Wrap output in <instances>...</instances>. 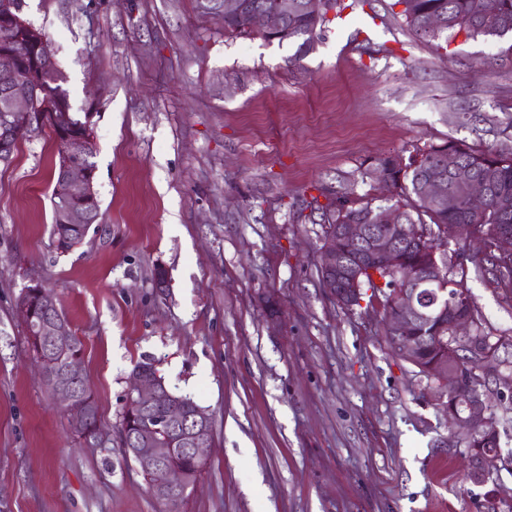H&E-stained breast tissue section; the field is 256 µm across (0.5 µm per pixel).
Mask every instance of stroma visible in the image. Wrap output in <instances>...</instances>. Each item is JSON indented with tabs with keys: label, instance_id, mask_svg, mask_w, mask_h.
Returning <instances> with one entry per match:
<instances>
[{
	"label": "stroma",
	"instance_id": "1",
	"mask_svg": "<svg viewBox=\"0 0 512 512\" xmlns=\"http://www.w3.org/2000/svg\"><path fill=\"white\" fill-rule=\"evenodd\" d=\"M391 2L345 10L299 60L295 41L225 34L197 0H22L91 115L102 221L56 250L49 130L0 163V512H166L120 441L140 362L212 416L179 512H479L437 391L392 353L377 304L341 309L317 271L310 202L342 185L386 198L369 159L512 147V40L460 36L442 57ZM456 248L448 265L512 361V293ZM37 283L83 342L99 445L28 356L15 308ZM496 411L492 481L512 504V392Z\"/></svg>",
	"mask_w": 512,
	"mask_h": 512
}]
</instances>
